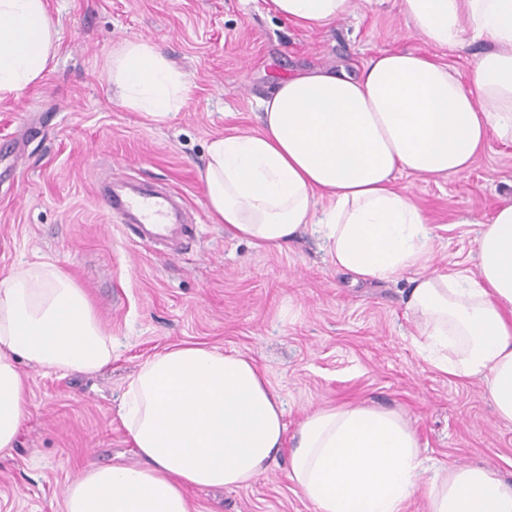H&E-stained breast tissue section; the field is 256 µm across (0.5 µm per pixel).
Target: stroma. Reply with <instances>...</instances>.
Returning a JSON list of instances; mask_svg holds the SVG:
<instances>
[{"label": "stroma", "instance_id": "1", "mask_svg": "<svg viewBox=\"0 0 512 512\" xmlns=\"http://www.w3.org/2000/svg\"><path fill=\"white\" fill-rule=\"evenodd\" d=\"M58 29L43 78L0 101V277L49 261L84 288L114 344L95 374L23 366L28 417L0 454V512H65L69 483L88 464H140L118 410L153 356L185 343L252 358L286 402L289 430L304 412L342 403L400 413L426 456L482 463L512 481V425L481 385L454 380L420 353L407 313L413 271L352 282L318 234L283 249L226 235L199 176L210 140L259 125L258 103L296 72L362 63L385 48L426 50L398 0H358L330 26L305 31L266 0H47ZM145 39L182 70L185 106L164 123L118 104L108 60ZM140 183L178 196L175 247L141 242L101 187ZM433 232L430 266L475 265L476 236L512 202V144L489 139L469 172L400 176ZM280 455L251 485L189 490L196 512H315Z\"/></svg>", "mask_w": 512, "mask_h": 512}]
</instances>
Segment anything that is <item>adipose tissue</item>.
Segmentation results:
<instances>
[{
    "label": "adipose tissue",
    "instance_id": "adipose-tissue-1",
    "mask_svg": "<svg viewBox=\"0 0 512 512\" xmlns=\"http://www.w3.org/2000/svg\"><path fill=\"white\" fill-rule=\"evenodd\" d=\"M301 29L351 15L355 0H267ZM429 45L472 42L470 83L435 56L383 49L355 70L314 68L260 102V125L211 140L200 172L207 204L232 237L282 248L317 225L336 268L354 281L418 270L408 309L424 357L448 376L480 380L496 417L512 423V203L476 238V276L424 273L433 247L423 210L401 174L466 172L489 135L512 141V0H399ZM57 30L46 0H0V100L43 76ZM119 103L152 122L174 118L184 74L147 40L113 50ZM96 373L112 362L84 293L54 264L22 265L0 279V452L28 413L20 363ZM119 415L142 462L87 467L65 512H192V488H239L288 452V477L316 512H406L425 490L428 512H512V483L485 465L440 468L423 482L416 431L398 413L343 406L306 413L288 433L283 402L252 360L183 344L146 361Z\"/></svg>",
    "mask_w": 512,
    "mask_h": 512
}]
</instances>
